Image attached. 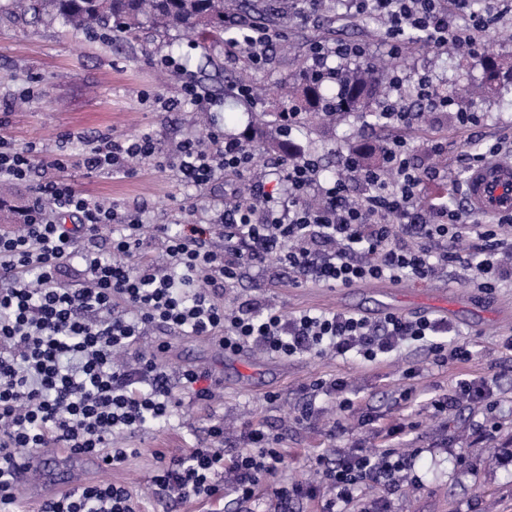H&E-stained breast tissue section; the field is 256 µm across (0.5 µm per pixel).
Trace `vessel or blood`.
<instances>
[{"mask_svg":"<svg viewBox=\"0 0 512 512\" xmlns=\"http://www.w3.org/2000/svg\"><path fill=\"white\" fill-rule=\"evenodd\" d=\"M462 198L466 209L478 217H494L512 213V163L487 162L472 167L464 181ZM35 476L58 488H66L71 469L60 457H40L33 469H22L21 478Z\"/></svg>","mask_w":512,"mask_h":512,"instance_id":"vessel-or-blood-1","label":"vessel or blood"}]
</instances>
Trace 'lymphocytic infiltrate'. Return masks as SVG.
Returning <instances> with one entry per match:
<instances>
[{
  "label": "lymphocytic infiltrate",
  "instance_id": "1",
  "mask_svg": "<svg viewBox=\"0 0 512 512\" xmlns=\"http://www.w3.org/2000/svg\"><path fill=\"white\" fill-rule=\"evenodd\" d=\"M352 3L356 12L371 10L385 20L394 52L407 30L426 33L436 46L451 41L463 47L473 45L489 23L479 13L471 15L469 26L457 27L439 0ZM155 153L151 135L117 139L101 132L83 164L92 172L124 174L131 160ZM408 153L406 141H392L374 169L365 167L359 154L347 155L346 178L328 183L312 156L282 161L288 182V202L282 205L263 179L251 178L253 155L242 141L219 134L206 143L187 140L176 163L184 183L199 188L220 171L247 176L260 203L225 207L220 251L208 240L209 225L184 224L172 234L155 225L169 260L163 266L150 260L125 262L143 247L142 210L100 202L66 180H39V173L64 168L63 156L45 154L32 144L0 148V180L27 186L33 197L25 233L0 234V512H15L21 467L39 449L57 445L112 467L128 455L127 449L113 447L115 433L169 421L182 404L181 392L210 397L203 373L186 369L174 379L156 356L137 351L139 336L155 324L185 336L214 338L235 352L257 347L285 357L353 353L372 362L411 339L428 341L441 361L470 360L466 344L438 342L448 327L426 317L390 313L371 322L334 311L288 319L272 306L231 307L222 301L243 267L273 257L288 265L297 282L330 288L378 280L426 282L439 269L459 263L471 270L478 288H497L505 274L498 225L465 224L457 211L422 204L421 179ZM352 179L368 188L357 201L348 195ZM48 202L67 212L72 225L48 217ZM104 232L113 252L109 259L98 247ZM464 237L476 241L467 261L444 247ZM77 257L83 262L82 283L62 287ZM346 386L341 377L310 384L299 422L318 420L316 398L322 394L339 399L342 408H353ZM243 431L248 447L232 463H225L223 449L196 448L161 459L153 486L179 499L212 497L225 489L240 504L253 501L267 486L283 507L313 495L310 485L274 483L283 460L279 437L251 423ZM410 466L409 457L394 451L363 449L331 465L318 463L322 481L334 491L326 512H347L361 487L398 488ZM41 512H140V502L125 486L88 484L45 500Z\"/></svg>",
  "mask_w": 512,
  "mask_h": 512
}]
</instances>
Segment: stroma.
<instances>
[{
	"label": "stroma",
	"mask_w": 512,
	"mask_h": 512,
	"mask_svg": "<svg viewBox=\"0 0 512 512\" xmlns=\"http://www.w3.org/2000/svg\"><path fill=\"white\" fill-rule=\"evenodd\" d=\"M288 10L294 15L288 25L289 43L274 44L268 65L260 70L243 59L207 62L200 48L180 40L176 52L215 101L208 114L211 131L252 142V113L236 98L237 85L273 84L298 73L311 63L306 45L312 39L362 43L372 58L389 51L382 20L362 14L346 25L326 4L304 13L302 0H289ZM491 50L512 54V44H496L483 37L451 55L427 45L408 50L399 59L397 73L402 84L395 95L406 111L426 109V101L415 91L417 79L428 76L443 89L457 80L480 79L476 58ZM170 52L168 38L148 29L138 38L115 41L106 35L75 32L58 20L1 19L0 141L17 148L33 142L44 153L64 155V176L78 189L115 205L144 202L147 223L166 224L175 230L188 222L216 221L225 198L238 189L240 181L219 174L197 189L181 181L173 162L182 142L195 136L197 114L188 106L168 111L161 105L162 100L181 95V78L174 74L162 77L154 63ZM472 111L480 121L467 128L459 123L458 107L452 106L431 113L429 126L396 131L364 124L351 115L333 125L311 127L302 146L330 177L361 143L405 138L423 176L424 198H436L443 190L449 203L458 208L469 169L491 154L512 161V97L490 96ZM100 132L119 139L152 134L158 156L143 160L128 175L88 172L81 160L90 139ZM436 140L444 144L439 155L430 151ZM467 278L464 268L454 266L440 270L426 283L404 280L347 288L313 283L297 287L284 265L271 262L246 268L225 294L226 304L270 302L288 318L309 311H339L377 321L386 314L382 292L388 289L415 299L408 317L447 321L458 340L469 343L473 356L465 363L439 366L423 343L410 341L373 362L354 355L286 358L254 348L234 353L210 338L177 335L151 326L140 336L138 349L157 352L170 375L186 368L202 372L214 396L203 401L184 394L169 423L114 435L113 446L129 451L117 467L105 469L96 458L73 456L77 484L125 485L140 498L142 512H325L331 491L320 482L316 458H334L363 445L409 454L412 469L395 491L360 489L352 512H361L376 498L385 500L387 512H512V351L501 346L503 339L512 336V279H503L498 288L486 293L468 285ZM439 294L447 295L451 309H429L428 299ZM410 367L417 375L408 380L403 372ZM480 376L496 379L492 414L464 401L447 418L425 407L426 399L448 393L458 380ZM335 377L346 379L350 397L358 400L364 412L379 417L381 423L403 418L409 430L388 440L378 425L361 424L358 415L342 411L334 397L325 395L316 400L323 409L320 421L311 426L298 424L303 386L318 378ZM408 387L420 397V406L410 409L400 402L401 390ZM485 421L493 423V430L476 437V426ZM244 422L281 436L284 460L279 479L316 485L314 496L292 500L283 511L267 495L239 504L228 496L177 500L154 493L151 478L156 453L180 456L194 448L210 447L209 430L220 423L224 457L232 459L246 448L239 429Z\"/></svg>",
	"instance_id": "obj_1"
}]
</instances>
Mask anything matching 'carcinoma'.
Masks as SVG:
<instances>
[{"label": "carcinoma", "mask_w": 512, "mask_h": 512, "mask_svg": "<svg viewBox=\"0 0 512 512\" xmlns=\"http://www.w3.org/2000/svg\"><path fill=\"white\" fill-rule=\"evenodd\" d=\"M10 13L33 15L36 19H58L76 32L107 31L118 40L134 36L149 25L164 36L205 34L200 43L204 52L224 48V37L232 25L258 22L273 29L277 11L267 5L260 9L257 0H8ZM482 69L480 88L505 95L512 94V57L486 55L477 60ZM277 87L286 90L289 111L294 114L323 113L326 116L356 112L382 124L385 102L395 89V77L369 64L352 68L340 62L332 69L309 68ZM258 149L276 152L288 148V160L298 158L295 136L309 130L308 122L286 124L274 112H261L254 123Z\"/></svg>", "instance_id": "cac0c4a2"}]
</instances>
